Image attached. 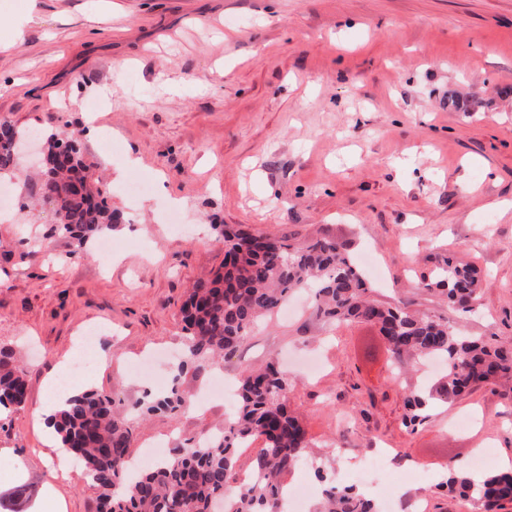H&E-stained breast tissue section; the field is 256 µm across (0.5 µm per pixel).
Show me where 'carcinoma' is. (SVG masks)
<instances>
[{
	"label": "carcinoma",
	"instance_id": "cac0c4a2",
	"mask_svg": "<svg viewBox=\"0 0 512 512\" xmlns=\"http://www.w3.org/2000/svg\"><path fill=\"white\" fill-rule=\"evenodd\" d=\"M0 178L19 170L20 147L33 130L0 123ZM77 140L64 133L45 135L43 170L26 185L29 196L57 207L51 229L68 241V255L84 252L88 242L112 230L116 214L94 197L106 185L79 157ZM224 264L209 278L196 280L183 308V336L188 356L176 366L169 391L147 395L134 406L138 415L187 408L189 392L178 382L188 367L199 369L230 358L247 340L256 322L276 314L288 297L313 293L317 314L338 323L379 327L391 357H439L446 366L439 390L414 389L404 397L407 427L424 424L434 401H448L478 382L512 374V348L468 338L448 321L406 305L384 308L371 297L361 268L336 238L323 235L290 244L274 234L224 226ZM434 285L448 305L470 313L477 305V272L448 258L437 268ZM291 383L274 360L245 371L238 402L221 435L200 438L160 460L153 469L131 474L129 448L134 441L131 415L121 399L98 390L69 396L54 415L63 448H71L98 491V512H284V474L309 457L310 442L298 417L288 410ZM27 398L24 369L13 352L0 349V409H17ZM263 443L241 479L239 448ZM448 492L471 500L478 512H498L512 503V470L489 472L474 484L466 472L449 470L441 482ZM314 512H375L362 492L331 487Z\"/></svg>",
	"mask_w": 512,
	"mask_h": 512
}]
</instances>
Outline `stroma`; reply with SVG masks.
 Listing matches in <instances>:
<instances>
[{
  "instance_id": "35a3bbf8",
  "label": "stroma",
  "mask_w": 512,
  "mask_h": 512,
  "mask_svg": "<svg viewBox=\"0 0 512 512\" xmlns=\"http://www.w3.org/2000/svg\"><path fill=\"white\" fill-rule=\"evenodd\" d=\"M26 15L16 31L18 15ZM177 79L164 92L160 75ZM102 109L90 115L88 105ZM0 119L78 130L109 188L115 250L66 258L48 238L49 207L13 200L0 222V348L24 353L28 400L0 415V451L17 456L38 499L55 482L69 512H97L81 473L54 480L35 413L88 324L104 329L96 372L77 381L125 405L167 385L193 282L224 262L222 225L302 241L329 234L371 256L373 297L448 319L465 335L512 344V0H0ZM43 236L22 258L21 240ZM480 269V308L463 314L422 284L447 257ZM262 321L222 367L189 371L183 389L279 355L289 401L317 465L285 474L316 505L315 468L357 483L336 441L385 449L370 486L401 512H473L438 486L477 448L512 458V375L437 403L403 424V396L442 380L393 362L371 324L332 326L310 300ZM233 408L212 400L137 421L133 458L219 434Z\"/></svg>"
}]
</instances>
